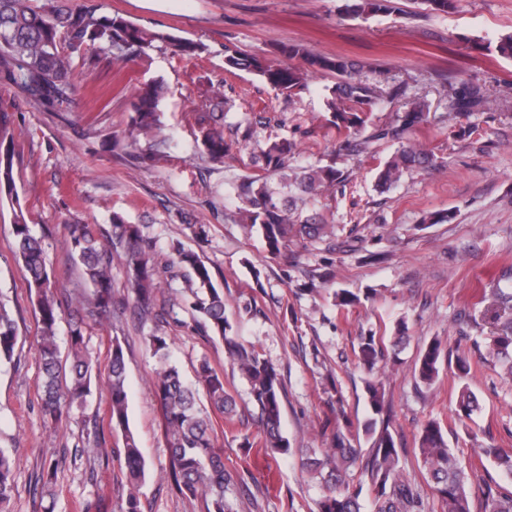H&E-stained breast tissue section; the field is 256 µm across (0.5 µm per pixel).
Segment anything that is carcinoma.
I'll use <instances>...</instances> for the list:
<instances>
[{
    "instance_id": "1",
    "label": "carcinoma",
    "mask_w": 512,
    "mask_h": 512,
    "mask_svg": "<svg viewBox=\"0 0 512 512\" xmlns=\"http://www.w3.org/2000/svg\"><path fill=\"white\" fill-rule=\"evenodd\" d=\"M463 0H423L434 13L458 12ZM398 11L395 0H344L341 12L348 18H366ZM172 49L179 59L199 56L198 43L168 33L151 32L116 12L98 13L94 0L76 9L45 10L29 0H0V84L13 88L47 112H69L79 88L73 69L75 56L87 63L104 55L123 60L141 56L159 46ZM280 56L303 60L306 68L277 60L228 54L224 68L246 70L260 76L278 93L293 98L306 87L308 73L336 78L328 88L327 124L346 132L344 149L353 155L369 154L376 144L395 145L376 177V187L384 193L398 183L403 174L436 166L433 155L412 139L419 127L429 123L430 105L420 101L405 112H394L381 119L384 99L375 87L355 79L356 64L344 56L310 52L299 43H284ZM161 89L155 82L142 84L132 101V115L125 138L133 148L132 158L140 166H150L170 148L172 136L161 128ZM485 91L479 84L462 81L452 88L451 109L455 116H469L480 110ZM225 113L208 104L193 113L195 147L209 161L224 162L232 143L224 137ZM264 124L262 116L246 117L234 124L243 130L242 140L252 139L255 128ZM298 154L297 142L288 137L256 143L251 152V172L231 183L234 196L241 201L244 223L259 227L268 252L282 255L292 239L317 240L335 235L334 225L322 214L308 208L322 192L345 181L344 174L332 164L290 168ZM280 176V187L268 182L270 175ZM15 195L13 152L0 141V192ZM16 258L22 262L29 287L37 298L40 336L37 346L42 369V415L46 422L58 424L71 418L76 410L88 406L92 395L94 364L88 352L83 324L87 318L102 321L116 304L112 289V250H121L133 293L134 308L141 325H151L144 342L157 359L153 391L164 410L166 436L170 449L168 479L182 495L204 497L205 512H231L225 499V487L231 476L224 467V451L214 445L212 420L208 410L224 416L234 425L235 401L224 388V377L203 359L196 369V384L186 383L171 360V339L165 326L174 323L190 326L201 336L217 338L224 345L230 364L249 386V396L259 411L262 447L272 453L290 450L281 433L282 383L275 368L260 357L254 346L240 340L224 315V291L216 287L210 271L200 257L181 246L173 248L174 258L163 263L155 259L156 243L137 224H128L112 214L111 234L101 240L90 224H72L69 228V254L81 270L88 292L74 296L79 305L78 319L69 326L65 339L66 358H61L58 328L62 302L55 299L47 254L31 225L19 217L13 224ZM182 278L187 296L180 303H158L157 283ZM495 315L489 336L491 362L512 374V265L503 267L500 278L490 285ZM18 333L6 305L0 301V364L12 361ZM387 349L374 335L362 336L356 357L368 374L386 357ZM444 349L440 340L431 341L420 352L414 376L427 387L439 377ZM204 390L209 408L200 404ZM109 419L112 430L121 432L125 476L130 490L125 512H142L133 490L145 479V461L138 441L129 426V402L126 389V361L119 339L112 340L109 362ZM368 405L374 417L363 424L370 440L367 453L350 444L336 418L325 417L323 430L331 432L330 447L303 448L302 467L323 483L324 494L317 502L318 512H362L359 501L363 485L376 494V512H422L418 487L400 473L399 450L384 419L389 408L381 383L366 382ZM476 395L466 386L459 390V421L471 417ZM493 460L499 471L512 476V452L496 446L475 449ZM419 455L432 483L439 512H512V491L486 485L478 471L466 474L461 459L448 445L445 430L432 419L422 428ZM14 460L0 448V509L9 502Z\"/></svg>"
}]
</instances>
